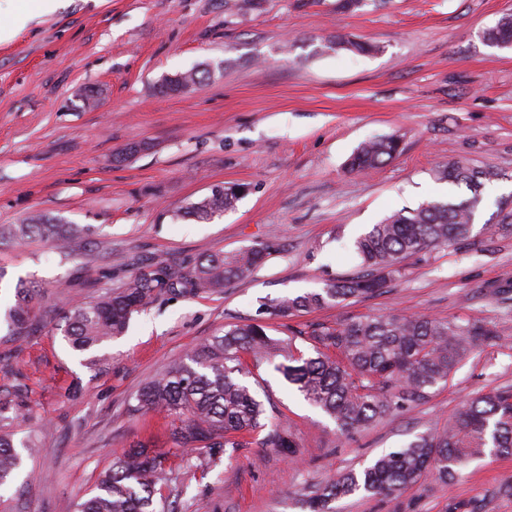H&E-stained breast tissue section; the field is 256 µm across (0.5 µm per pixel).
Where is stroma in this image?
Segmentation results:
<instances>
[{
    "instance_id": "1",
    "label": "stroma",
    "mask_w": 512,
    "mask_h": 512,
    "mask_svg": "<svg viewBox=\"0 0 512 512\" xmlns=\"http://www.w3.org/2000/svg\"><path fill=\"white\" fill-rule=\"evenodd\" d=\"M64 0L0 41V225L33 211L91 235L61 258L48 242L0 243V314L18 280L36 281L39 330L0 340V395L31 407L14 429L23 465L0 487V512H75L130 445L164 452L163 493L179 512H307L314 487L436 431L472 396L512 387V49L486 28L512 0ZM342 34L375 52H332ZM207 69L191 91L168 77ZM91 90L93 103L76 95ZM398 135L397 158L368 174L346 161L363 141ZM452 160L500 173L471 236L406 258L382 292L288 319L264 301L360 271L355 239L393 211L435 199ZM240 185L210 220L186 207ZM266 244L263 266L217 293L165 296L133 315L91 369L69 349L60 308L119 286L141 266ZM424 314L496 328L448 386L352 434L271 366L253 373L269 417L298 436L289 456L252 444L211 467L187 458L170 421L133 411L136 391L224 327L258 319L309 350L320 327L372 314ZM336 512H512V456L486 457L449 485L356 494Z\"/></svg>"
}]
</instances>
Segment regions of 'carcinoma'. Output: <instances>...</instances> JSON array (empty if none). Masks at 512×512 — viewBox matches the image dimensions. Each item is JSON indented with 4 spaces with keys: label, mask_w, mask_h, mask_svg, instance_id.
Here are the masks:
<instances>
[{
    "label": "carcinoma",
    "mask_w": 512,
    "mask_h": 512,
    "mask_svg": "<svg viewBox=\"0 0 512 512\" xmlns=\"http://www.w3.org/2000/svg\"><path fill=\"white\" fill-rule=\"evenodd\" d=\"M484 40L494 47H512V15L502 16L487 29ZM328 48L358 54L376 51L374 46L339 36L329 40ZM399 153L396 136L370 140L354 150L347 167L366 173ZM435 177L465 186L471 196L460 201H424L391 213L355 241L362 272L330 280L317 291L274 299L265 304L266 310L286 319L300 310L371 296L405 258L468 238L482 189L498 173L491 167L455 161L437 169ZM240 195L239 188L226 187L192 203L187 214L211 219L232 209ZM87 231L84 225L60 224L35 213L21 224L1 227L0 242L23 245L40 238L67 256ZM268 254L269 245L259 244L231 254L202 255L187 265L173 259L146 265L115 289L65 305L64 337L73 350L91 354L89 364L95 366L101 361L97 351L126 332L133 314L163 295L195 296L220 290L249 276ZM35 296L32 282H17L15 303L4 315L8 327L4 339L15 341L37 329ZM267 329L260 321L231 325L206 339L190 350L186 360L145 383L134 396V410L179 417L180 424L171 430L173 442L190 453L205 452L208 463L249 445L243 439L246 434L255 436V443L263 448H283L292 454L298 447L295 434L269 421L264 403L244 381L250 367L274 365L340 433L350 434L418 406L430 390L448 385L457 366L475 348L498 338L495 329L478 321L374 314L313 330L312 353L306 354L297 347L296 337L274 338ZM278 356L282 361L277 363ZM488 455L512 456L511 389L473 397L442 429L315 488L306 501L308 512H335L331 503L343 497L391 495L429 478L452 483L469 465ZM22 464L23 455L13 439L0 433V485ZM167 481L165 458L139 445L112 461L99 478L96 492L77 504V512H177L161 496Z\"/></svg>",
    "instance_id": "1"
}]
</instances>
